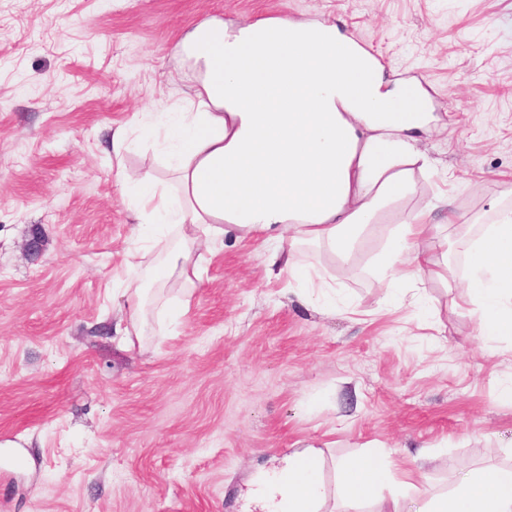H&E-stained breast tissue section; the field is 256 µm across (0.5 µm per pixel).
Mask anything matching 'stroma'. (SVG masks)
<instances>
[{
    "mask_svg": "<svg viewBox=\"0 0 512 512\" xmlns=\"http://www.w3.org/2000/svg\"><path fill=\"white\" fill-rule=\"evenodd\" d=\"M335 23L395 78L428 92L435 161L415 205L479 234L512 208V0H0V512H243L253 475L297 448L336 464L382 448L421 478L402 502L469 470L512 465V336L481 332L448 246L447 281L383 288L374 225L318 297L270 277L275 247L225 237L194 253L197 288L170 279L140 346L126 320L125 260L141 247L111 133L133 128L125 165L163 176L164 146L135 119L192 92L172 50L203 19ZM44 240L29 258L33 234Z\"/></svg>",
    "mask_w": 512,
    "mask_h": 512,
    "instance_id": "35a3bbf8",
    "label": "stroma"
}]
</instances>
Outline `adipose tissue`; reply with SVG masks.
I'll list each match as a JSON object with an SVG mask.
<instances>
[{"label":"adipose tissue","instance_id":"1","mask_svg":"<svg viewBox=\"0 0 512 512\" xmlns=\"http://www.w3.org/2000/svg\"><path fill=\"white\" fill-rule=\"evenodd\" d=\"M198 86L159 125L172 147L173 183L145 181L118 166L120 185L139 186L140 224H170L178 239L151 268L154 278L200 277L191 257L233 232L287 244L270 264L304 277L291 252L313 245L345 261L375 224L391 223L376 275L385 288L448 278V243L428 210L409 208L417 177L431 167L420 151L437 117L417 84L388 78L353 37L325 22L270 17L242 26L210 18L174 47ZM462 300L484 335H512V209L471 239ZM319 449L309 447L257 472L245 512H322ZM346 512L394 492L381 512H402L415 473L386 451L342 462ZM417 512H512V466H480Z\"/></svg>","mask_w":512,"mask_h":512}]
</instances>
